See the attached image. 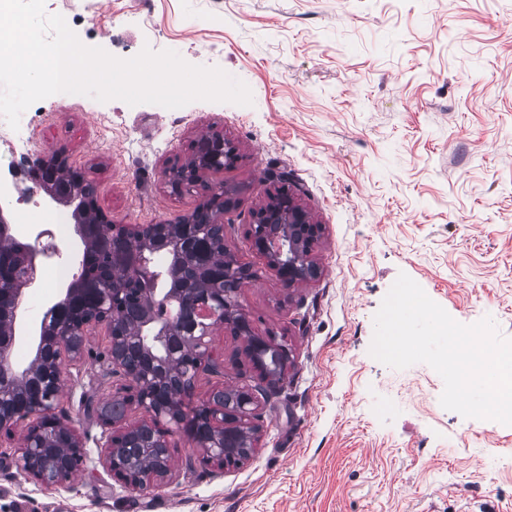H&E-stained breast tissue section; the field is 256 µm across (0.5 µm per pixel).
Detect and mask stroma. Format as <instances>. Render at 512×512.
<instances>
[{"mask_svg": "<svg viewBox=\"0 0 512 512\" xmlns=\"http://www.w3.org/2000/svg\"><path fill=\"white\" fill-rule=\"evenodd\" d=\"M47 13L108 32L113 56L172 50L245 82L249 106L195 101L179 114L58 93L20 125L32 156L66 151L115 224H175L233 191L224 243L257 271L241 290L256 332L285 345L290 364L268 386L245 337L215 328V370L193 399L218 389L256 396L259 442L243 464L218 468L180 434L171 474L133 493L98 463L110 427L100 409L126 384L104 327L77 358L62 357L60 414L88 455L67 487L19 471L18 423L0 439V512H512V426L467 419L440 404L429 365L389 368L369 353L373 318L406 273L456 321L492 317L512 338V0H46ZM223 134L234 166L173 194L164 168L195 138ZM288 188L323 226L317 279L284 289L247 231ZM61 284L27 288L11 363L26 369Z\"/></svg>", "mask_w": 512, "mask_h": 512, "instance_id": "1", "label": "stroma"}]
</instances>
